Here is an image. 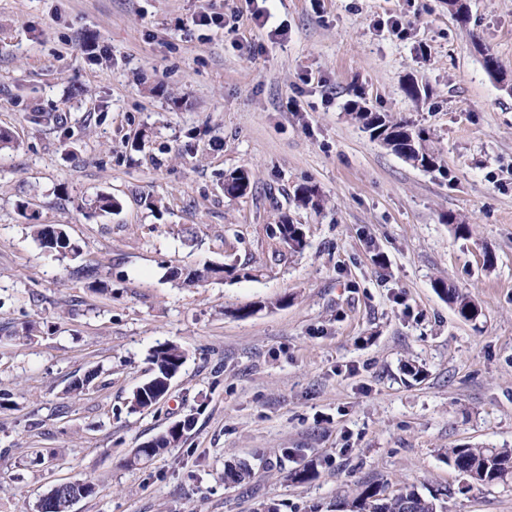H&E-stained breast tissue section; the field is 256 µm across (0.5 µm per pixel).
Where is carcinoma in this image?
Segmentation results:
<instances>
[{"label": "carcinoma", "mask_w": 512, "mask_h": 512, "mask_svg": "<svg viewBox=\"0 0 512 512\" xmlns=\"http://www.w3.org/2000/svg\"><path fill=\"white\" fill-rule=\"evenodd\" d=\"M349 115L369 132L371 139L379 141L412 165L428 171L441 168L437 157L425 147L424 130H416L407 121H398L384 112L368 111L356 104L352 105ZM234 173L237 174L236 180L241 182V187L229 185L224 188V195L233 198L245 195L251 187L249 171L236 169ZM31 228L44 247L61 254L71 250L66 238L52 244L46 243L48 225L33 224ZM277 234L280 242L286 246L294 237L305 236L302 225L292 224L285 219L277 225ZM236 271L235 266L206 267L200 271L189 272L184 277L176 271L171 277L175 280L181 278L185 283H198L216 275L232 274ZM437 287L462 317H468V312L475 303L467 295L443 281L437 282ZM150 361L153 364V374L134 391L129 405L133 412L148 410L165 396L172 379L186 361V353L180 346L165 342L153 348ZM179 440L180 435L172 429L162 433L153 439L150 447L143 449L142 456L128 459L125 466L132 468L145 459L168 452L178 447ZM447 459L448 465L474 484L491 485L512 480V448H450ZM69 497L68 488L55 485L45 495L46 512H68ZM446 497L447 494L439 489L429 488L422 493L414 488H404L388 493L382 486L367 485L359 487L352 499L336 505V512H446Z\"/></svg>", "instance_id": "cac0c4a2"}]
</instances>
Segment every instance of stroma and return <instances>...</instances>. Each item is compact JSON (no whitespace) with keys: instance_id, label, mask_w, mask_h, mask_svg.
Returning <instances> with one entry per match:
<instances>
[{"instance_id":"1","label":"stroma","mask_w":512,"mask_h":512,"mask_svg":"<svg viewBox=\"0 0 512 512\" xmlns=\"http://www.w3.org/2000/svg\"><path fill=\"white\" fill-rule=\"evenodd\" d=\"M464 4L463 25L448 0H0V128L21 143L0 151V512L74 480L96 492L72 512H336L407 484L512 512V481L462 492L445 458L512 448V0ZM356 101L426 129L440 169L371 140ZM241 167L253 184L227 198ZM99 193L119 210H89ZM224 264L240 275L170 277ZM164 342L186 362L130 412ZM180 421L177 448L126 467ZM241 461L253 478L225 479Z\"/></svg>"}]
</instances>
